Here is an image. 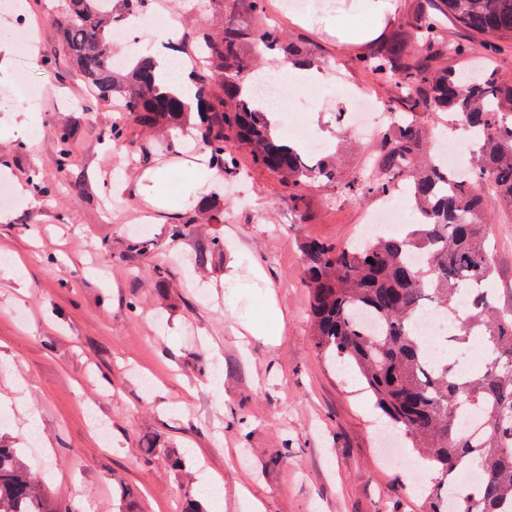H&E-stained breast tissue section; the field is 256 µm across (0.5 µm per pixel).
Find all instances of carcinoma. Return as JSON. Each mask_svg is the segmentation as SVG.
Here are the masks:
<instances>
[{
    "mask_svg": "<svg viewBox=\"0 0 512 512\" xmlns=\"http://www.w3.org/2000/svg\"><path fill=\"white\" fill-rule=\"evenodd\" d=\"M147 2L61 0L55 23L100 98L119 94L143 130L179 128L187 104L158 78L155 57L145 53L113 62V27L141 14ZM441 3L448 19L486 40L512 41V0ZM258 46L304 57L300 44L267 23L198 31L195 48L204 60L193 67V77L200 149L228 173L237 169L235 151H248L295 201L314 183L356 201L384 197L407 183L413 202L408 230L350 245L319 239L304 244L315 346L336 369L363 383L417 457L440 475L428 512H512V307L502 306L490 288L495 262L487 231L488 201L512 216V77L480 68L464 79L436 67L438 59L465 56L472 47L445 38L435 14H416L357 58L361 69L393 86L396 95L386 104L394 120L369 156V173L349 178L338 160L311 162L300 146L283 143L268 113L243 93L254 72L250 50ZM439 112L482 134L465 173L442 166L425 145L419 117ZM464 291L469 302L462 307ZM428 307L457 316L451 338L458 345H468L472 336L483 339V362L469 375L457 376L445 357L431 360L426 339L414 329ZM468 411L486 424L480 442L459 426L460 414ZM462 467L482 472L481 484H453ZM0 512H59L17 449L1 445Z\"/></svg>",
    "mask_w": 512,
    "mask_h": 512,
    "instance_id": "carcinoma-1",
    "label": "carcinoma"
}]
</instances>
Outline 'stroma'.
<instances>
[{
  "mask_svg": "<svg viewBox=\"0 0 512 512\" xmlns=\"http://www.w3.org/2000/svg\"><path fill=\"white\" fill-rule=\"evenodd\" d=\"M313 21L292 14L276 24L309 48L307 65L327 75L324 105L305 101L282 125L307 126L349 175H361L373 141L357 139L337 118L336 84L349 82L387 102L393 88L355 64L374 24L358 0H319ZM59 0L0 7V42L26 25L8 82L0 84V125L34 113L38 137L0 140V181L13 199L0 203V254L28 269L20 284L0 269V441L49 486L59 512H118L128 488L137 512H188L198 503L199 472L224 480V512H247V487L264 512H425L436 473L422 479L390 458L389 431L363 385L327 366L315 347L302 245L311 238L359 237L379 201L336 197L312 186L301 200L267 170L239 154L234 174L181 220L147 224L143 205L112 182L170 155L171 138L137 126L120 149L103 140L125 121L116 100L100 99L79 72L52 22ZM421 0H394L377 25L383 39L411 20ZM178 38L234 16L252 25L246 0H163ZM70 135L60 161L57 135ZM42 179L52 190L35 195ZM501 304H512V218L488 227ZM220 249H212V242ZM236 252H228L227 243ZM238 281H225L229 262ZM265 274L254 287L253 266ZM273 290L284 315L277 343L245 336L269 327L264 295ZM40 431L29 435L28 407ZM103 424L107 438L96 434Z\"/></svg>",
  "mask_w": 512,
  "mask_h": 512,
  "instance_id": "1",
  "label": "stroma"
}]
</instances>
